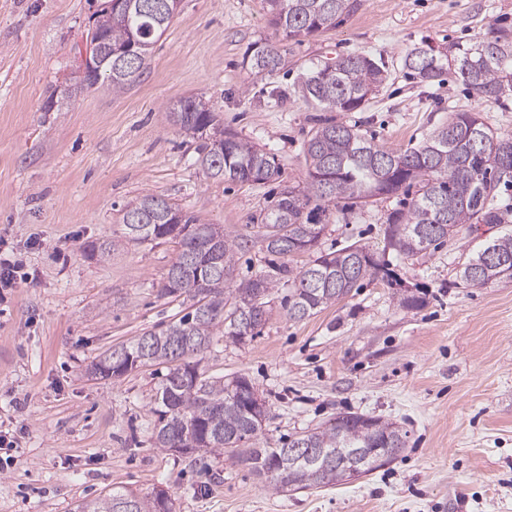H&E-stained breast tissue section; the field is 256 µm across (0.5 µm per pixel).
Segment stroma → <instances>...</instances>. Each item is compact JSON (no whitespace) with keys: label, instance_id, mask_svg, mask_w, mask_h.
<instances>
[{"label":"stroma","instance_id":"1","mask_svg":"<svg viewBox=\"0 0 512 512\" xmlns=\"http://www.w3.org/2000/svg\"><path fill=\"white\" fill-rule=\"evenodd\" d=\"M102 2L0 0V256L22 272L0 296V431L17 439L0 449V512H74L115 487L143 497L166 488L176 512H512V280L466 288L458 277L481 240L512 234V183L495 192L505 223L460 233L425 258L398 254L385 237L418 188L329 207L321 250L365 244L391 280L367 281L300 321L289 319L280 282L258 336H218L201 353L207 375L245 376L266 399L261 447L345 413L406 431L397 459L319 489L279 492L223 457L154 448L163 367L110 379L87 369L182 316L180 302L158 295L178 245L129 243L104 262L84 252L121 236L124 207L146 192L242 234L272 204V185L204 179L198 140L165 119L184 98L274 152L284 184L301 188L303 144L327 116L394 150L460 111L512 137V99H480L452 67L426 84L404 65L415 47L512 29V0H362L335 28L299 39L269 24L263 0H181L143 74L117 95L80 84L79 53ZM258 43L284 49L287 63L255 76L248 57ZM359 52L381 57L388 73L363 109L330 113L301 96L309 67ZM401 287L425 306L400 307Z\"/></svg>","mask_w":512,"mask_h":512}]
</instances>
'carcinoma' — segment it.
I'll return each mask as SVG.
<instances>
[{"instance_id": "cac0c4a2", "label": "carcinoma", "mask_w": 512, "mask_h": 512, "mask_svg": "<svg viewBox=\"0 0 512 512\" xmlns=\"http://www.w3.org/2000/svg\"><path fill=\"white\" fill-rule=\"evenodd\" d=\"M270 24L290 38L304 37L336 25L352 16L361 0H264ZM174 18L171 0H126V10L114 11L110 0L93 13L89 36L113 46L130 40L136 30L140 61L104 64L83 75L82 84L93 87L109 82L112 93L125 90L142 75L156 37ZM453 61L458 75L486 101L503 102L512 95V32L498 34L476 44H459L453 57L415 48L404 66L424 83L441 77ZM285 62L282 51L257 45L250 67L258 74H271ZM387 78L384 64L376 58L352 54L332 63L311 67L303 76L301 92L306 98L340 112L362 109ZM192 99L179 100L166 109L167 120L180 131L195 136L198 126L209 124L224 136L222 147L204 142L196 164L207 179L241 183H265L280 175L277 156L256 147L234 133L219 129L217 116L209 110H190ZM308 193L285 185L280 199L256 225L255 236L219 230L181 214L182 225L171 223L173 204L160 195L145 193L128 207L138 213L125 232L108 242L92 243L87 256L99 261L125 243L175 240L179 251L170 265L159 296L190 301L191 310L178 320L143 332L127 344L105 351L90 367H109L107 377L127 373L128 365L110 370L116 353H137L146 346L140 365H162L166 374L156 394L158 415L152 441L162 451L196 448L200 453L224 454L232 465H246L269 480L277 491H296L344 484L343 471L323 465L308 456L320 449L339 460L358 448H375L377 454L394 460L406 445L407 433L394 422L379 417L341 414L322 426L288 439V447L303 452L288 456L285 448H251L269 419L266 404L252 398L254 386L240 375L229 381L212 377L191 357L209 347L221 335L242 341L238 320L250 316L263 324L275 293L278 276L288 275L291 293L288 316L302 320L348 296L362 280L387 279L388 269L371 251L352 243L339 250H318L326 225L312 221L304 208L315 197L325 205L349 199L363 204L367 199L398 192L417 183L421 193L405 211L393 214L387 229L388 245L408 257H426L448 239L479 224H499L502 215L493 203V190L512 182V138L495 135L479 112H458L430 138L409 150L398 152L374 144L359 129L332 119L319 120L305 143ZM196 231H187L188 227ZM259 239L273 269L234 284L239 255ZM311 244L314 259L292 268L290 244ZM461 283L480 288L512 279V235L487 241L468 258L459 271ZM76 512H158L156 499L131 491H112L87 499Z\"/></svg>"}]
</instances>
